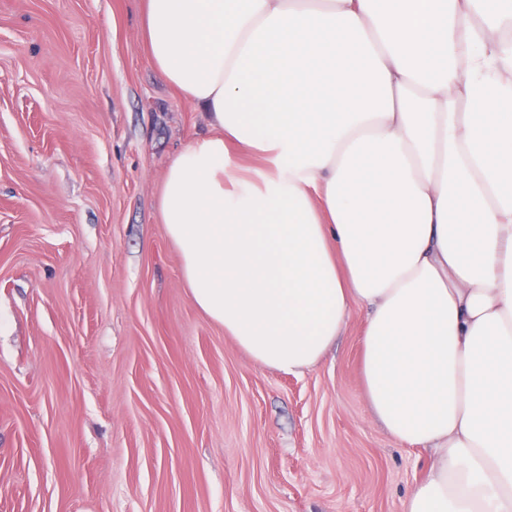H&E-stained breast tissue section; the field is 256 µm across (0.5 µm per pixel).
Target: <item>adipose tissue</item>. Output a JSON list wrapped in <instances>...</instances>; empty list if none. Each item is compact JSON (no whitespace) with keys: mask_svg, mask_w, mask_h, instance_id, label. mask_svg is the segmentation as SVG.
Segmentation results:
<instances>
[{"mask_svg":"<svg viewBox=\"0 0 512 512\" xmlns=\"http://www.w3.org/2000/svg\"><path fill=\"white\" fill-rule=\"evenodd\" d=\"M143 34L210 122L158 200L193 305L288 373L366 307L369 405L437 455L404 512H512V0H144Z\"/></svg>","mask_w":512,"mask_h":512,"instance_id":"ef3b65f1","label":"adipose tissue"}]
</instances>
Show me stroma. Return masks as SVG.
Instances as JSON below:
<instances>
[{
  "mask_svg": "<svg viewBox=\"0 0 512 512\" xmlns=\"http://www.w3.org/2000/svg\"><path fill=\"white\" fill-rule=\"evenodd\" d=\"M144 0H0V512H403L433 463L373 414L354 307L317 364L191 302L158 199L205 132Z\"/></svg>",
  "mask_w": 512,
  "mask_h": 512,
  "instance_id": "35a3bbf8",
  "label": "stroma"
}]
</instances>
